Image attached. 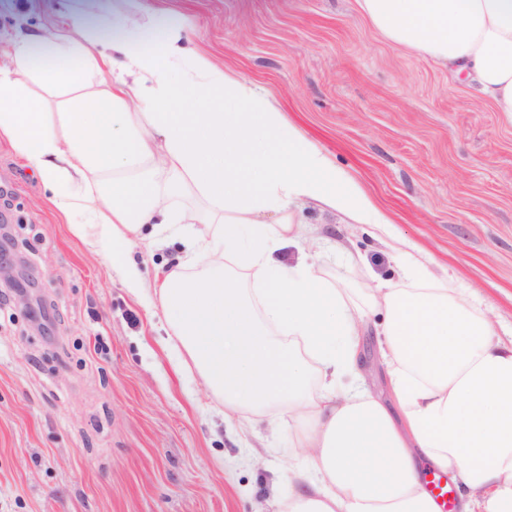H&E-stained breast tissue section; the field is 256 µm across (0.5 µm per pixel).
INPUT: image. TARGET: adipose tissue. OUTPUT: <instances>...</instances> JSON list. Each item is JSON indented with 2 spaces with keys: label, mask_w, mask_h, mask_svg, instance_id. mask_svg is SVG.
Wrapping results in <instances>:
<instances>
[{
  "label": "adipose tissue",
  "mask_w": 512,
  "mask_h": 512,
  "mask_svg": "<svg viewBox=\"0 0 512 512\" xmlns=\"http://www.w3.org/2000/svg\"><path fill=\"white\" fill-rule=\"evenodd\" d=\"M393 41L468 72L512 114V0H361ZM184 17L149 0H55L0 51V140L160 308L224 418L288 411L293 469L281 512H434L418 467L454 475L460 512H512V341L426 262L381 288L281 261L307 238L295 207L386 219L269 95L186 49ZM181 237L203 268L148 288L133 241ZM391 404L364 386L366 318ZM318 389H311V382Z\"/></svg>",
  "instance_id": "ef3b65f1"
}]
</instances>
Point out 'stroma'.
<instances>
[{
  "mask_svg": "<svg viewBox=\"0 0 512 512\" xmlns=\"http://www.w3.org/2000/svg\"><path fill=\"white\" fill-rule=\"evenodd\" d=\"M195 28L193 48L270 93L389 219L379 232L300 205L312 253L351 286L425 258L512 335V117L379 31L358 0H150ZM34 307L0 288V512H276L304 460L288 413L229 425L161 315L74 236L0 143ZM371 390L390 401L374 330Z\"/></svg>",
  "mask_w": 512,
  "mask_h": 512,
  "instance_id": "35a3bbf8",
  "label": "stroma"
}]
</instances>
